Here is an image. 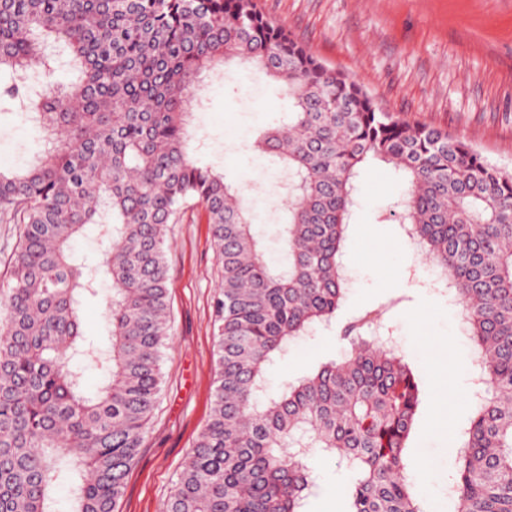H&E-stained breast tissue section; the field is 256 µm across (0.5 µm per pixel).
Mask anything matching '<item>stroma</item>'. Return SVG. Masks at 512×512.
I'll return each mask as SVG.
<instances>
[{
	"label": "stroma",
	"mask_w": 512,
	"mask_h": 512,
	"mask_svg": "<svg viewBox=\"0 0 512 512\" xmlns=\"http://www.w3.org/2000/svg\"><path fill=\"white\" fill-rule=\"evenodd\" d=\"M324 64L353 76L375 101L412 122L468 140L491 164L512 174V0H256ZM260 70L225 69L208 82L194 123L208 138L201 163L236 180L253 173L260 187L250 205L269 263H278L280 196L275 169L245 148L249 135L287 109ZM40 128L15 109L0 110V171L27 167L42 150ZM399 176L372 163L358 179V205L341 261L350 285L335 326L293 341L266 372L269 394L349 350L338 327L364 310L383 307L382 329L394 337L417 377L421 403L408 439L417 470L414 492L425 512H454L448 476L458 463L456 434L471 416L449 403V388L472 382L473 345L456 333L459 308L428 287L433 268H419L401 224L386 208L401 190ZM381 255L382 267L369 265ZM173 336L162 362V387L141 452L131 468L120 512H161L207 421L217 372L214 302L222 270L202 207L172 225L166 249ZM310 495L303 512H345L352 473L319 450L309 454Z\"/></svg>",
	"instance_id": "1"
}]
</instances>
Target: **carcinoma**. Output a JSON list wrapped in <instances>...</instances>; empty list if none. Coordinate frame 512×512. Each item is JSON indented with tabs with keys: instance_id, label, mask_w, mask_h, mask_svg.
Masks as SVG:
<instances>
[{
	"instance_id": "obj_1",
	"label": "carcinoma",
	"mask_w": 512,
	"mask_h": 512,
	"mask_svg": "<svg viewBox=\"0 0 512 512\" xmlns=\"http://www.w3.org/2000/svg\"><path fill=\"white\" fill-rule=\"evenodd\" d=\"M67 50L79 80L54 79ZM260 69L288 98V119L258 129L254 155L282 173L284 262L264 258L247 206L256 182L225 180L195 158L192 109L206 71ZM0 83L35 113L46 146L23 172H0V216L19 225L0 285V512H119L162 385L172 325L166 242L200 204L223 269L215 302L218 372L210 415L164 512H300L309 490L293 437L337 453L354 478L346 512H423L404 476L419 383L395 349L362 339L379 308L349 320L351 350L265 396L268 365L343 304L341 249L372 160L401 174L389 208L440 268L468 317L489 394L460 431L448 480L457 512H512V176L465 139L381 110L255 0H0ZM109 242L89 265L72 249ZM106 299L110 345L84 335L83 305ZM101 373L89 391L84 366Z\"/></svg>"
}]
</instances>
